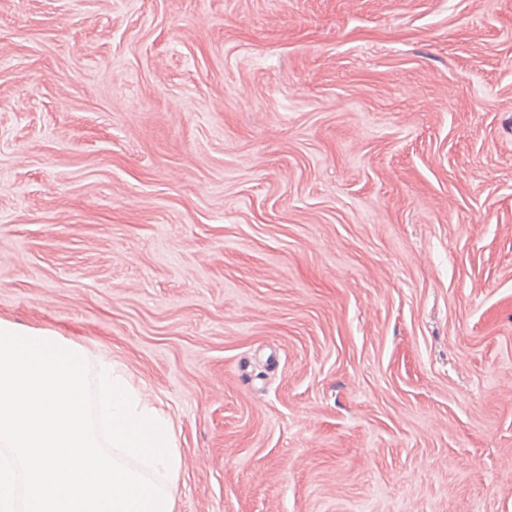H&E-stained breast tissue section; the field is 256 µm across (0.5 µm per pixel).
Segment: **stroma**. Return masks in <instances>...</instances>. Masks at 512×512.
<instances>
[{"label": "stroma", "instance_id": "stroma-1", "mask_svg": "<svg viewBox=\"0 0 512 512\" xmlns=\"http://www.w3.org/2000/svg\"><path fill=\"white\" fill-rule=\"evenodd\" d=\"M0 319L174 512H512V0H0Z\"/></svg>", "mask_w": 512, "mask_h": 512}]
</instances>
